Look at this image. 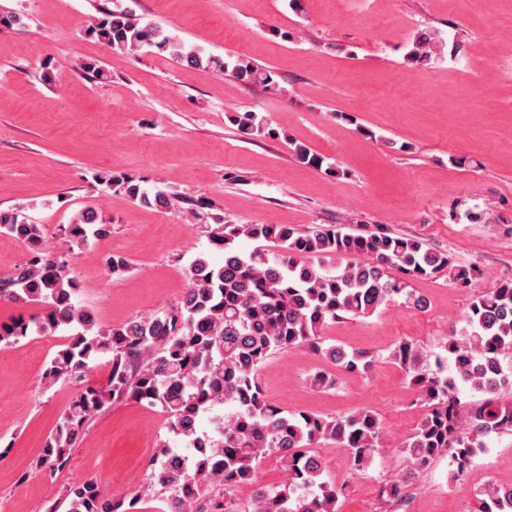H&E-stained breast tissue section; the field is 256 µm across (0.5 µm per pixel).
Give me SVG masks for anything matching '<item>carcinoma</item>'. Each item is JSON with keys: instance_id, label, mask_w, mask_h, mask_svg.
Listing matches in <instances>:
<instances>
[{"instance_id": "obj_1", "label": "carcinoma", "mask_w": 512, "mask_h": 512, "mask_svg": "<svg viewBox=\"0 0 512 512\" xmlns=\"http://www.w3.org/2000/svg\"><path fill=\"white\" fill-rule=\"evenodd\" d=\"M86 33L111 52L134 53L154 45L178 62L218 71L231 70L244 83L275 84L274 73L241 55L224 59L186 45L135 13L118 7L89 25ZM433 34L422 32L408 45L407 61L428 62L438 52ZM241 138L276 135L257 113L231 118ZM296 158L316 170L325 159L307 145L291 142ZM133 201L163 210L173 196L153 193L130 178H114ZM198 220L224 262L214 265L202 255L187 267L188 287L178 303L150 316L134 318L110 329L98 327L94 315L75 306L79 281L68 262L54 255L42 226L18 213H0V233L25 243L29 257L0 281V299L37 303L42 313L25 321L0 323V343L11 344L30 332L68 333L43 373L44 382L78 387L60 414L32 468L64 469L87 425L116 399L159 406L167 414L168 436L159 441L148 486L171 491L167 512H236L227 496L250 488L265 458L272 456L286 478L256 495L254 512H337L343 489L324 478L325 466L313 448L333 440L348 449L351 469L363 470L380 453L379 418L363 409L346 416L290 413L270 403L257 379L261 364L274 352L304 350L325 359L336 374L319 371L310 383L318 389L336 385L342 374H362L375 358L361 350L324 346L322 328L330 321L368 317L382 307L403 302L416 310L426 299L409 289L408 280L441 276L458 288H469L477 266L457 265L444 251L418 238L397 236L378 224L358 232L340 225L305 231L291 224H226L200 202ZM112 225L94 209L79 213L60 228L68 250L111 233ZM276 244L283 254L271 257L256 246ZM403 274L394 278L390 271ZM463 326L447 336L446 355L435 368L424 367L414 347L400 342L390 353L404 369L408 385L424 404V412L403 448L407 473L383 484L380 497L398 512L407 499L409 478L446 456L453 479L465 477L483 438L512 431V280L469 301ZM109 358L103 387L89 382L98 361ZM482 395L467 418L460 414V390ZM228 407L224 414L216 410ZM211 414L212 429L201 419ZM65 512H138L137 500L109 498L94 479L67 486ZM474 512H512V485L490 484L481 491Z\"/></svg>"}]
</instances>
